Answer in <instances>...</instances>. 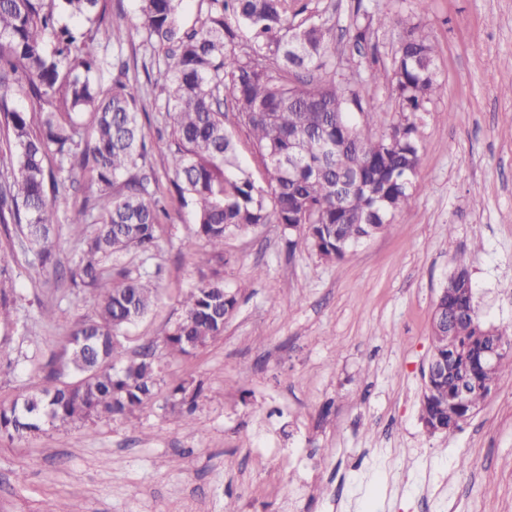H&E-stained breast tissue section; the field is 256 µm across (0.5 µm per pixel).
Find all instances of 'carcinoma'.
<instances>
[{"label":"carcinoma","mask_w":512,"mask_h":512,"mask_svg":"<svg viewBox=\"0 0 512 512\" xmlns=\"http://www.w3.org/2000/svg\"><path fill=\"white\" fill-rule=\"evenodd\" d=\"M196 23L180 21L182 0H139L144 43L161 52L165 68L160 93L176 150L167 174L183 205L195 209L193 234L211 252L203 262L224 261V239L261 224L302 230L326 261L342 260L362 240L379 234L410 206L420 160V126L436 91V45L430 31L367 11L353 17L347 36L357 48L380 29L397 24L402 36L385 70L396 101V120L372 131L379 112L370 88L356 84L357 73L325 79L317 71L335 69L329 49L331 28L309 10V0H203ZM99 0H0V233L13 234L42 264L54 260L59 219L46 194L54 171L69 172L75 161L93 162L100 197L98 216L89 203L67 223L94 219V235L84 242L70 281L98 297L96 317L78 323L69 338H84L81 349L67 342L61 367L49 373L40 392L9 405L0 403V436L24 437L42 431L44 414L52 427L120 417L132 421L155 395L161 357L148 345L129 358L125 330L144 317L157 289L107 262L130 249L158 246L160 215L167 214L156 176L139 174L147 153L140 123L149 89L129 75L117 50L101 57L103 43H121L122 24H108ZM78 18L82 32L62 23ZM249 38L239 47L237 30ZM112 73L105 87L100 72ZM22 93L42 107L38 123L10 106ZM365 118L358 122L356 116ZM242 130L262 166L257 179L239 160L237 141L226 124ZM11 276L0 266V309L13 301ZM238 299L212 278L190 290L183 313L163 339L164 356L191 353L186 339L204 347L224 333ZM473 289L462 258L436 302L432 355L448 359V379L422 391L420 421L430 434H453L470 418L512 365V331L488 327L468 313ZM498 342L511 349L495 365L478 364L482 350ZM476 371L479 387L469 402L458 400L462 373ZM201 384L184 380L169 390L170 411L192 425Z\"/></svg>","instance_id":"cac0c4a2"}]
</instances>
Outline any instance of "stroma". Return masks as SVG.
Wrapping results in <instances>:
<instances>
[{
    "label": "stroma",
    "mask_w": 512,
    "mask_h": 512,
    "mask_svg": "<svg viewBox=\"0 0 512 512\" xmlns=\"http://www.w3.org/2000/svg\"><path fill=\"white\" fill-rule=\"evenodd\" d=\"M333 24L356 8L423 23L435 38L439 86L421 127L410 207L388 231L328 262L303 233L265 224L224 242L221 275L238 305L224 333L162 365L157 394L135 424L102 419L20 440L0 439V512H512V378L452 435L419 419L432 353L431 315L457 257H465L480 321L512 327V0H312ZM121 17L123 51L145 67L137 0H100ZM165 99L142 103L149 154L167 201L157 248L119 261L158 292L125 332L128 354L161 343L186 292L210 277L194 211L166 175L175 144ZM91 165L48 188L62 222L57 269L13 245L0 256L15 300L0 403L46 384L70 330L94 315L73 287L82 240L66 219L96 199ZM202 382L186 428L165 410L170 387ZM470 458L471 469L458 467Z\"/></svg>",
    "instance_id": "35a3bbf8"
}]
</instances>
